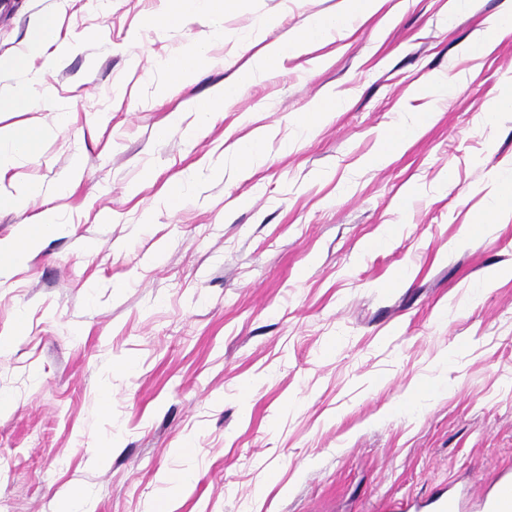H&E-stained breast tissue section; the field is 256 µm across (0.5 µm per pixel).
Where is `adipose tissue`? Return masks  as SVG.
Returning a JSON list of instances; mask_svg holds the SVG:
<instances>
[{
    "instance_id": "adipose-tissue-1",
    "label": "adipose tissue",
    "mask_w": 512,
    "mask_h": 512,
    "mask_svg": "<svg viewBox=\"0 0 512 512\" xmlns=\"http://www.w3.org/2000/svg\"><path fill=\"white\" fill-rule=\"evenodd\" d=\"M386 0H341L336 12L319 16L302 34L285 42L268 44L261 52L258 64L263 69L278 65L283 57L305 53L313 43L357 31L369 15L378 12ZM73 49L61 42L59 27L54 17H43L34 36L21 55L0 60V112H11L25 107L37 109L38 89L44 69L50 68ZM40 137L36 126L0 127V184L4 183L6 159L14 154L34 152ZM59 224L53 210L41 212L38 219L23 225L21 232L8 243L0 242V277H7L12 263L36 250L40 239L58 231Z\"/></svg>"
}]
</instances>
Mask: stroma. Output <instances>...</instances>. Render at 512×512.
Returning <instances> with one entry per match:
<instances>
[{"instance_id":"obj_1","label":"stroma","mask_w":512,"mask_h":512,"mask_svg":"<svg viewBox=\"0 0 512 512\" xmlns=\"http://www.w3.org/2000/svg\"><path fill=\"white\" fill-rule=\"evenodd\" d=\"M339 3L238 0L162 25L160 0H0V58L45 15L80 45L38 111L0 114L43 131L9 170L43 193L0 206V240L48 208L60 225L0 281V512H61L81 488L95 512H381L512 468V278L473 291L512 269V212L492 211L512 111L483 116L512 35L470 52L512 0H387L196 118ZM200 44L173 81L165 61ZM433 74L457 84L447 102ZM327 92L340 107L300 134ZM399 122L419 134L372 164ZM206 46H198L188 55H180L166 62V67L179 81L188 80L194 69V64L206 56ZM264 134H258L240 147V163L243 168L255 166L263 155Z\"/></svg>"}]
</instances>
